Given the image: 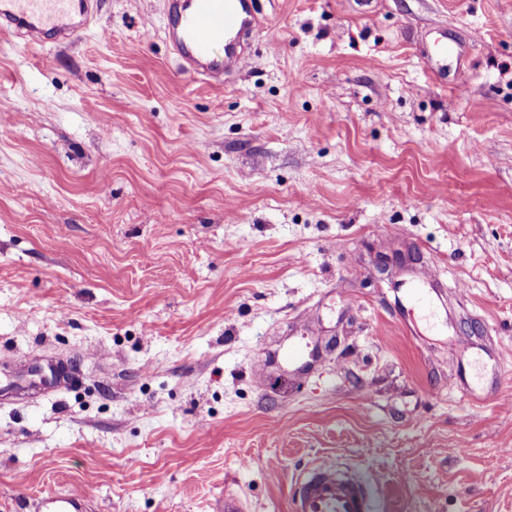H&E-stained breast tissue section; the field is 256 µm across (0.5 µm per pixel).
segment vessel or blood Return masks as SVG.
<instances>
[{"instance_id":"vessel-or-blood-1","label":"vessel or blood","mask_w":512,"mask_h":512,"mask_svg":"<svg viewBox=\"0 0 512 512\" xmlns=\"http://www.w3.org/2000/svg\"><path fill=\"white\" fill-rule=\"evenodd\" d=\"M77 0H0V30L67 39L80 26ZM254 0H169L165 29L185 68L214 87L244 68V39L257 26ZM366 489L328 461L311 465L296 481L292 512H370ZM48 512H90L80 492L53 500Z\"/></svg>"}]
</instances>
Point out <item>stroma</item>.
Instances as JSON below:
<instances>
[{
  "instance_id": "stroma-1",
  "label": "stroma",
  "mask_w": 512,
  "mask_h": 512,
  "mask_svg": "<svg viewBox=\"0 0 512 512\" xmlns=\"http://www.w3.org/2000/svg\"><path fill=\"white\" fill-rule=\"evenodd\" d=\"M256 5L220 88L167 0L0 35V512H512V0ZM366 489L330 461L311 465L296 481L293 512H370ZM52 508L45 512H89L92 509L86 503L83 495L77 491H70L68 494L51 502Z\"/></svg>"
}]
</instances>
